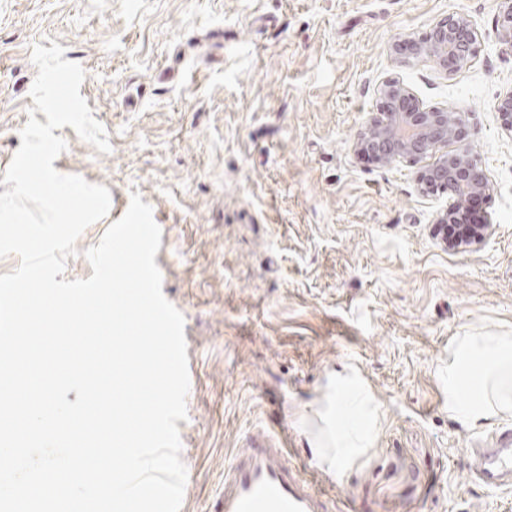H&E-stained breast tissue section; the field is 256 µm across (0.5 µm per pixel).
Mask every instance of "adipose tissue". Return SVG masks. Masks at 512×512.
I'll use <instances>...</instances> for the list:
<instances>
[{"instance_id":"ef3b65f1","label":"adipose tissue","mask_w":512,"mask_h":512,"mask_svg":"<svg viewBox=\"0 0 512 512\" xmlns=\"http://www.w3.org/2000/svg\"><path fill=\"white\" fill-rule=\"evenodd\" d=\"M334 416L344 422L330 459L345 469L379 428L369 394L337 375ZM448 416L472 430L512 417V336H459L448 353Z\"/></svg>"}]
</instances>
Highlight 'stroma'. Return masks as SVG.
Returning a JSON list of instances; mask_svg holds the SVG:
<instances>
[{"mask_svg":"<svg viewBox=\"0 0 512 512\" xmlns=\"http://www.w3.org/2000/svg\"><path fill=\"white\" fill-rule=\"evenodd\" d=\"M500 0H0V177L21 145L38 72L33 46L78 63L111 145L72 127L53 166L106 186L110 218L87 227L65 280L132 194L161 229L162 291L183 314L190 391L178 421L181 512H217L224 468L249 432L287 435L321 476L328 512H512V488L470 483L467 448L512 433L448 417V351L463 333L512 334V137L493 106L512 90ZM451 14L478 30L471 66L395 58L398 37ZM395 78L420 104L465 112L493 185L492 231L450 247L421 164L359 157L355 137ZM357 374L381 414L343 473L314 457L302 421L336 371Z\"/></svg>","mask_w":512,"mask_h":512,"instance_id":"stroma-1","label":"stroma"}]
</instances>
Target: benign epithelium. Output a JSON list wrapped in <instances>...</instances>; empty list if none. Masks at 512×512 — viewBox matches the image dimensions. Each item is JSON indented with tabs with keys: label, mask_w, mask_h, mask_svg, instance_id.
<instances>
[{
	"label": "benign epithelium",
	"mask_w": 512,
	"mask_h": 512,
	"mask_svg": "<svg viewBox=\"0 0 512 512\" xmlns=\"http://www.w3.org/2000/svg\"><path fill=\"white\" fill-rule=\"evenodd\" d=\"M498 31L501 42L512 47V0H501ZM392 50L403 59L428 58L445 73L455 74L470 66L478 52L474 23L465 15L452 14L422 37L396 39ZM494 110L501 128L512 136V90L497 99ZM450 143L456 145L452 151L448 150ZM354 152L371 154L384 164L436 157L434 164L420 172V189L459 195V202L438 217L439 224L458 221L467 201L491 194L488 174L472 154L465 113L420 107L411 88L396 79L383 82L379 107L358 134Z\"/></svg>",
	"instance_id": "1"
}]
</instances>
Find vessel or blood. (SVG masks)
Here are the masks:
<instances>
[{"label": "vessel or blood", "mask_w": 512, "mask_h": 512, "mask_svg": "<svg viewBox=\"0 0 512 512\" xmlns=\"http://www.w3.org/2000/svg\"><path fill=\"white\" fill-rule=\"evenodd\" d=\"M471 478L487 488L512 485V436L500 435L493 447L467 451ZM285 440L259 429L224 470L221 512H325L315 481L299 475Z\"/></svg>", "instance_id": "vessel-or-blood-1"}]
</instances>
